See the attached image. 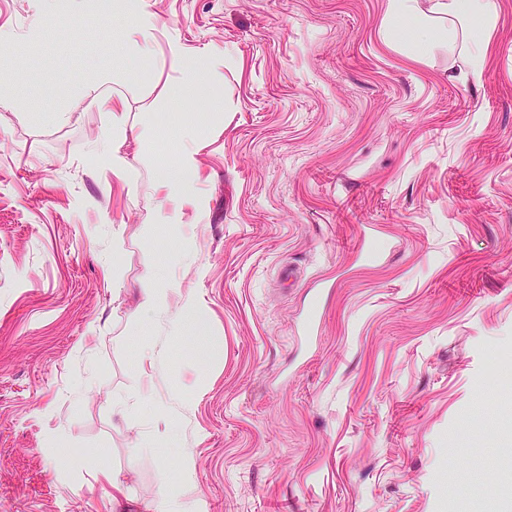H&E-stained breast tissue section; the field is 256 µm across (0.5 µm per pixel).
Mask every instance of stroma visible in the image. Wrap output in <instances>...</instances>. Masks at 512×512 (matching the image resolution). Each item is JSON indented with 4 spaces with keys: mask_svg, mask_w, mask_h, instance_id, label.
<instances>
[{
    "mask_svg": "<svg viewBox=\"0 0 512 512\" xmlns=\"http://www.w3.org/2000/svg\"><path fill=\"white\" fill-rule=\"evenodd\" d=\"M482 76L396 49L389 0H149L168 42L225 54L180 236L155 171L91 144L125 102L136 159L184 119L131 79L126 22L0 0V512H512V0ZM298 279L280 283L284 268ZM168 315L134 318L145 278ZM209 312V340L173 316ZM318 341H299L310 304ZM193 480L183 485V458ZM120 145L122 143L113 136L112 137V152L104 142L98 147L99 154L104 161L112 166V170L118 172L119 174L128 175L129 169L131 168V164L128 162L125 155L120 154Z\"/></svg>",
    "mask_w": 512,
    "mask_h": 512,
    "instance_id": "1",
    "label": "stroma"
}]
</instances>
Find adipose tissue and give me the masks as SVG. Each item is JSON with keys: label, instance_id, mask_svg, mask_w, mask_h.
<instances>
[{"label": "adipose tissue", "instance_id": "adipose-tissue-1", "mask_svg": "<svg viewBox=\"0 0 512 512\" xmlns=\"http://www.w3.org/2000/svg\"><path fill=\"white\" fill-rule=\"evenodd\" d=\"M104 9L126 16L128 25L126 38L133 42L135 60L131 71L140 74L151 55L148 39L156 21L147 11L145 0H101ZM389 12L399 25L392 36L393 44H406L417 40L420 51H427L433 41H441L450 49L474 57L472 76H479L480 64L476 59L480 55L477 46L470 41L458 40L454 29L438 25L440 17L448 16L464 20L478 30H486L496 14L495 0H433L430 15L420 14L413 0H390ZM173 79L163 77L162 70H154L153 81L163 82L165 90L171 96L190 102L202 92L204 77L209 69L222 64L221 56L202 51H192L182 44L173 42L168 47ZM171 136L181 142L180 149L174 155L171 169L158 173L159 187L163 201L158 207L153 221L155 224L175 228L180 226L186 206L196 203V184L199 177L197 151L203 140V134L196 123L185 122L171 129Z\"/></svg>", "mask_w": 512, "mask_h": 512}]
</instances>
